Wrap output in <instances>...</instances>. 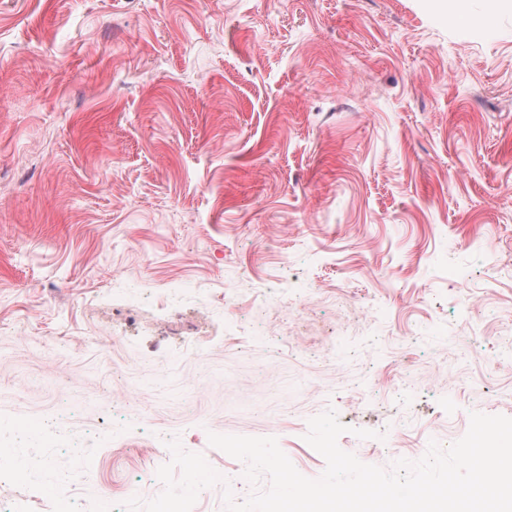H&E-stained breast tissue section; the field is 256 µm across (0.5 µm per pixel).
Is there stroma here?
I'll return each instance as SVG.
<instances>
[{
	"mask_svg": "<svg viewBox=\"0 0 512 512\" xmlns=\"http://www.w3.org/2000/svg\"><path fill=\"white\" fill-rule=\"evenodd\" d=\"M488 6L0 0V422L64 413L26 449L42 493L66 470L127 512L174 437L243 474L212 432L314 479L330 408L384 468L512 417V10Z\"/></svg>",
	"mask_w": 512,
	"mask_h": 512,
	"instance_id": "1",
	"label": "stroma"
}]
</instances>
